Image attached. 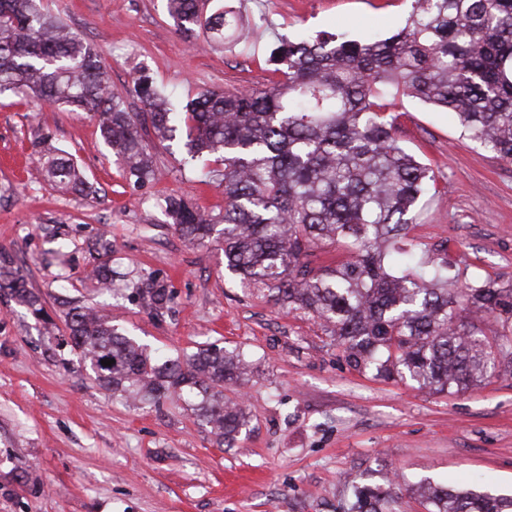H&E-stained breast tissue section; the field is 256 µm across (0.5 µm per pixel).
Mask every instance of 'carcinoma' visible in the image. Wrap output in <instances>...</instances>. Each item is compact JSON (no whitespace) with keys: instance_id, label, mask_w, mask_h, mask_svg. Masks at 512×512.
Returning a JSON list of instances; mask_svg holds the SVG:
<instances>
[{"instance_id":"carcinoma-1","label":"carcinoma","mask_w":512,"mask_h":512,"mask_svg":"<svg viewBox=\"0 0 512 512\" xmlns=\"http://www.w3.org/2000/svg\"><path fill=\"white\" fill-rule=\"evenodd\" d=\"M168 3L188 38L202 26L216 41L238 31L232 12L203 20L202 0ZM275 62L280 79L269 86L206 91L182 107L139 76L134 92L148 108L146 122L109 94L97 56L60 18L36 0H0V97L32 95L96 114L101 136L137 183L154 176L156 142L175 140L182 128L191 159L223 165L208 171L224 188L222 216L183 197L166 199L165 210L190 242L220 232L225 266L243 287L311 314L345 360L376 379L453 394L511 376L512 338L488 336L477 322L511 320L512 288L466 281L448 259L403 243L434 177L400 145L380 100L402 93L450 112L464 136L511 162L512 0H413L405 27L386 39L283 38ZM45 143L32 142L44 178L94 191L71 154ZM325 244L344 258L312 265ZM0 288L43 315L41 297L2 265ZM142 293L157 315L170 302L161 286ZM66 322L112 394L176 396L222 446L248 425L242 405L224 400V386L245 380L241 351L209 344L158 359L93 308H71ZM399 490L394 480L355 483L346 512H397ZM418 491L427 512H512V498L429 482Z\"/></svg>"}]
</instances>
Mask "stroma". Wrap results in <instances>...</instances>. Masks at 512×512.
Wrapping results in <instances>:
<instances>
[{
    "label": "stroma",
    "mask_w": 512,
    "mask_h": 512,
    "mask_svg": "<svg viewBox=\"0 0 512 512\" xmlns=\"http://www.w3.org/2000/svg\"><path fill=\"white\" fill-rule=\"evenodd\" d=\"M94 51L111 93L133 76L188 101L207 90L261 88L279 37L384 39L411 0H207L248 20L246 41L216 47L176 27L167 0H44ZM402 146L435 174L409 243L447 257L464 278L512 288V162L463 137L454 118L417 99H390ZM74 154L96 191L37 179L35 136ZM154 179L129 180L91 114L20 97L0 99V254L38 293L35 316L0 291V512H340L348 486L399 475L401 512H425L412 486L437 483L512 496V379L448 395L381 381L351 367L312 316L241 288L224 246L180 236L164 211L184 195L211 215L224 190L176 146L157 145ZM69 247L57 253L58 238ZM112 241L102 256L98 239ZM108 263L114 296L92 276ZM168 288L155 316L142 288ZM94 306L157 353L205 343L239 348L248 381L224 396L250 416L233 447L218 446L183 402L113 397L73 348L65 314ZM31 473L25 484L19 477Z\"/></svg>",
    "instance_id": "stroma-1"
}]
</instances>
